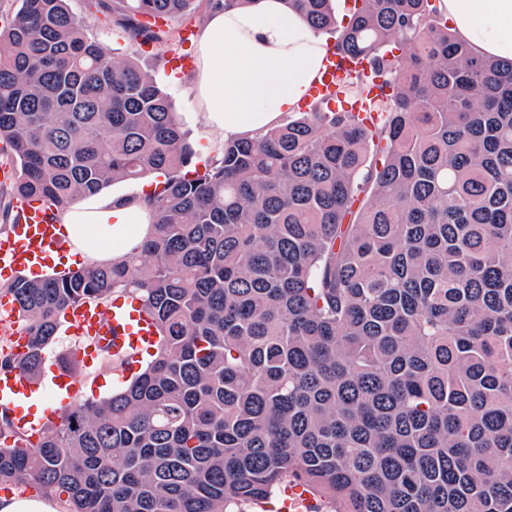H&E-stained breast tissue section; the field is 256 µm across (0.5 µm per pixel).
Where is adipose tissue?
Returning a JSON list of instances; mask_svg holds the SVG:
<instances>
[{"instance_id": "1", "label": "adipose tissue", "mask_w": 512, "mask_h": 512, "mask_svg": "<svg viewBox=\"0 0 512 512\" xmlns=\"http://www.w3.org/2000/svg\"><path fill=\"white\" fill-rule=\"evenodd\" d=\"M459 41L482 57L512 59V0H443ZM333 46L288 0H213L195 38L193 90L204 123L225 140L252 139L283 125L319 80ZM148 175L132 195L98 194L58 213L67 251L95 263L131 253L152 230Z\"/></svg>"}]
</instances>
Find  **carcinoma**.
<instances>
[{"instance_id": "carcinoma-1", "label": "carcinoma", "mask_w": 512, "mask_h": 512, "mask_svg": "<svg viewBox=\"0 0 512 512\" xmlns=\"http://www.w3.org/2000/svg\"><path fill=\"white\" fill-rule=\"evenodd\" d=\"M201 0H116L162 45ZM366 115L307 111L191 169L170 96L111 56L69 0L0 26V200L52 213L164 177L155 231L125 260L0 290L36 374L64 310L131 297L159 342L142 370L31 442L0 409V488L68 512H244L290 480L333 512H512V60L475 56L442 0H288ZM380 79L375 83L374 79Z\"/></svg>"}]
</instances>
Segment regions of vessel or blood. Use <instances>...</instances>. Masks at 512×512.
Here are the masks:
<instances>
[{
  "label": "vessel or blood",
  "instance_id": "1",
  "mask_svg": "<svg viewBox=\"0 0 512 512\" xmlns=\"http://www.w3.org/2000/svg\"><path fill=\"white\" fill-rule=\"evenodd\" d=\"M340 75L335 62H328L310 92L311 97L334 96ZM14 207L18 222L0 239V279L4 281L18 273L51 265L54 255L65 248L61 226L51 220L48 207L26 199L15 201ZM64 323L66 334L84 339V347L77 352L78 360L84 363L105 351L137 361L158 340L151 319L140 312L135 300L72 306L64 312ZM78 389L76 377L61 369L36 380L17 368L0 372V405L7 407L24 427L31 422L24 413L26 404L50 395L64 405Z\"/></svg>",
  "mask_w": 512,
  "mask_h": 512
}]
</instances>
